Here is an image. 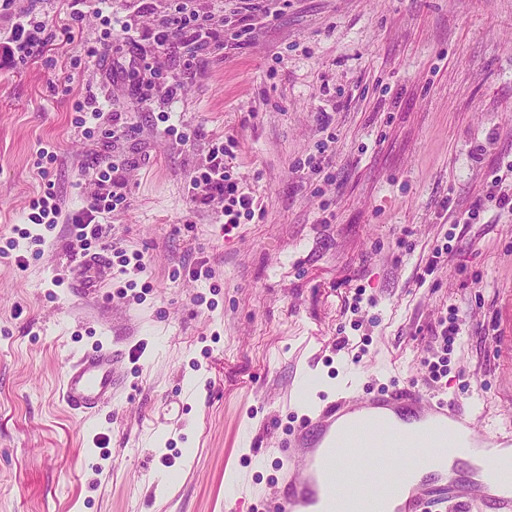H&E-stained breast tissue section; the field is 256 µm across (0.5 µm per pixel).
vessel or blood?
I'll return each instance as SVG.
<instances>
[{
  "label": "vessel or blood",
  "mask_w": 512,
  "mask_h": 512,
  "mask_svg": "<svg viewBox=\"0 0 512 512\" xmlns=\"http://www.w3.org/2000/svg\"><path fill=\"white\" fill-rule=\"evenodd\" d=\"M120 360L104 344L72 356L62 374L63 401L86 416L110 405ZM450 444L473 452L475 463L426 475L392 512H428L435 503L454 512H512V487L490 479L501 446L512 445V431L480 430L473 410L411 386L332 400L278 441L279 490L271 512H331L337 495L351 497L362 483L385 489L394 474L416 473L420 459L440 456Z\"/></svg>",
  "instance_id": "obj_1"
}]
</instances>
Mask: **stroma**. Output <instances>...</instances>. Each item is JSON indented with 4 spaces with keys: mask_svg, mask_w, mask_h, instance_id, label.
Listing matches in <instances>:
<instances>
[{
    "mask_svg": "<svg viewBox=\"0 0 512 512\" xmlns=\"http://www.w3.org/2000/svg\"><path fill=\"white\" fill-rule=\"evenodd\" d=\"M167 5L111 0L106 49L93 17L69 37L59 0L0 9V36L27 13L52 35L0 58V512H224L233 467L257 510L274 441L322 400L349 383L426 390L422 359L454 309L439 395L479 400L480 427L512 424V215L454 221L512 160V0H271L247 44L213 41L192 65L153 39ZM88 95L125 112V139L78 127ZM165 112L194 139L168 137ZM218 140L263 207L229 234L186 193ZM113 156L126 201L86 296L69 218L95 190L88 166ZM50 182L58 223L28 224ZM120 250L144 272L119 274ZM102 343L123 353L118 389L85 417L59 381Z\"/></svg>",
    "mask_w": 512,
    "mask_h": 512,
    "instance_id": "35a3bbf8",
    "label": "stroma"
}]
</instances>
